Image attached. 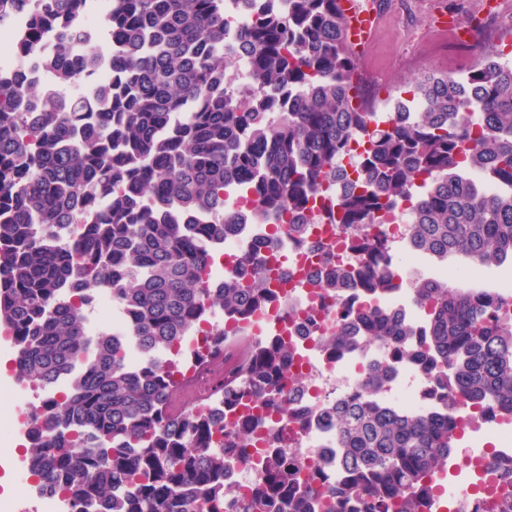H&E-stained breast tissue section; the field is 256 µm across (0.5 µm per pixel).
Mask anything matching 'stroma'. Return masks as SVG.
I'll return each mask as SVG.
<instances>
[{
	"instance_id": "obj_1",
	"label": "stroma",
	"mask_w": 512,
	"mask_h": 512,
	"mask_svg": "<svg viewBox=\"0 0 512 512\" xmlns=\"http://www.w3.org/2000/svg\"><path fill=\"white\" fill-rule=\"evenodd\" d=\"M381 21L368 50L358 59V75L377 79L392 96L421 73L467 74L486 52L494 37L476 30L485 0H380ZM444 9L470 27L467 45L456 44L452 32L434 27V11Z\"/></svg>"
}]
</instances>
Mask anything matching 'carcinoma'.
I'll use <instances>...</instances> for the list:
<instances>
[{"instance_id": "cac0c4a2", "label": "carcinoma", "mask_w": 512, "mask_h": 512, "mask_svg": "<svg viewBox=\"0 0 512 512\" xmlns=\"http://www.w3.org/2000/svg\"><path fill=\"white\" fill-rule=\"evenodd\" d=\"M82 0H43L23 49L46 28L55 54L43 60L68 85L96 65L99 51L76 23ZM32 0H0V22ZM105 25L119 50L115 79L91 99L70 101L21 75L0 78V326L14 345L21 379L45 385L82 365L61 400L32 420L29 473L76 512H224V457L245 456L249 422L222 448L210 420L169 415L175 389L163 366H124L108 333L86 335L85 307L103 289L134 317L132 340L149 354L173 344L209 310L239 315L268 306L277 292L251 249L250 278L230 273L215 290L201 271L224 241L222 224H177L224 208L226 193L251 190L270 220L295 227L323 186L342 179L336 160L352 140L365 144L356 184L337 191L336 223L373 224L388 203L414 193V241L439 261L512 259V64L486 54L470 73H426L402 98L391 126L372 105H352L356 62L343 37L337 0H288V12L256 14L239 36L251 56L253 90H230L234 49H224V0H112ZM194 104L184 124L173 113ZM282 112L276 123L268 114ZM80 225L71 244L62 232ZM381 267L330 263L325 287L340 298L358 285L390 284ZM433 308L416 337L397 315L364 309L325 346L376 344L410 361L454 399L512 411V323L490 321L503 301L448 283L418 281ZM235 341L214 333L208 358ZM239 380L265 404L288 371L284 341L248 345ZM389 366L368 373L378 390ZM336 431L344 512H423L431 480L448 468L457 437L448 415L401 416L354 398L321 414ZM75 435L50 436L54 429ZM264 478L236 497L237 512H314L317 494L297 488L300 465L266 454Z\"/></svg>"}]
</instances>
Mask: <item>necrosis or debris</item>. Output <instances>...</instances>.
Here are the masks:
<instances>
[{"label":"necrosis or debris","instance_id":"obj_1","mask_svg":"<svg viewBox=\"0 0 512 512\" xmlns=\"http://www.w3.org/2000/svg\"><path fill=\"white\" fill-rule=\"evenodd\" d=\"M112 9V0H84L77 18L87 41L101 47L98 62L89 77L76 80L70 87L71 97L80 99L111 83L113 77L111 35L104 19ZM28 13L0 23V74H27L30 81L43 84L47 91L55 86L40 67L42 57L53 52L55 32H45L33 50L20 52L19 46L31 26ZM229 211L245 215V228H235L224 235L216 262L205 269L208 283L218 284L226 273L245 265L252 245L263 243L270 235L279 240L263 251V272L278 290L274 305L249 311L231 319L218 312L198 321L190 334L164 348L163 366L176 388L177 409H193L208 415L219 411L222 423L215 429L214 446H221L225 434L235 430L245 419H255L251 447L275 448L284 457L302 462L303 482H316L326 512H334L336 501L329 495L341 477L336 466L339 454L336 433L326 428L320 416L339 399L365 397L391 408L405 417H428L451 412L457 423L456 434L462 443L461 461L456 466L455 483H436L433 493L445 512H462L466 503L502 496L512 497V483L502 478L497 468L500 449L512 446V413L493 410L491 405L470 409L458 405L447 409L444 396L436 393L430 381L402 359L389 358L383 348L366 346L338 353L327 351L322 339L335 335L338 327L358 310L379 308L403 313L409 327L423 333L428 323V307L413 293L418 280L448 281L475 292L489 291L512 301V265L487 268L475 265L451 270L447 265L431 264L411 244V200H401L392 209L382 211L377 223L361 224L354 229L334 223L329 196L317 197L302 234L278 230L276 224L259 217L254 197L231 195L225 199ZM381 244V261L392 274V290L377 294H352L336 300L317 277L326 257L345 265L363 264L367 246ZM98 314L112 319V335L123 343L127 369H138L141 352L130 342V316L111 293L101 292L96 301ZM243 341L265 336L285 337L294 345L292 361L282 382L279 405L257 409L249 394L226 400L224 382L237 368L242 355L226 360L201 363L212 334ZM386 362L391 371L385 384L376 392H366L363 383L370 368ZM15 404L6 418H0V460L13 458L22 438L28 437L30 408L22 393L25 384L14 379L8 385Z\"/></svg>","mask_w":512,"mask_h":512}]
</instances>
